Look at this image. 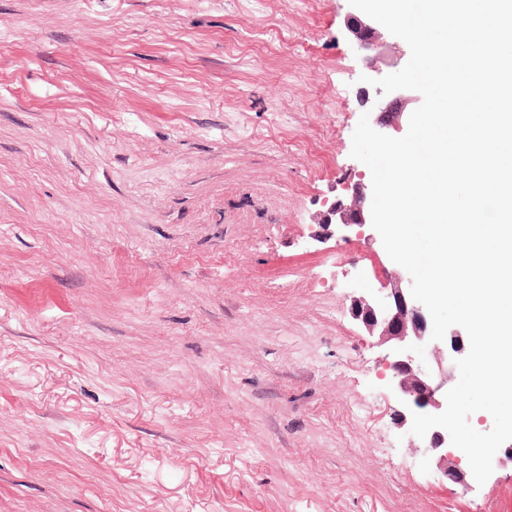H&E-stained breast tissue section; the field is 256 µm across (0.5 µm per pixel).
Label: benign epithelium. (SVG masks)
<instances>
[{
  "mask_svg": "<svg viewBox=\"0 0 512 512\" xmlns=\"http://www.w3.org/2000/svg\"><path fill=\"white\" fill-rule=\"evenodd\" d=\"M348 30L357 51L361 54L366 76L383 77L378 58L371 51L383 40L381 25L353 7L348 15ZM422 103V95L414 90H396L383 93L375 88L366 99L369 121L378 132L396 137L403 133V122L408 120L406 110L412 104ZM372 183L358 182L351 187L347 201L332 203L319 213L318 224L327 236L335 226L343 234L359 229V234L374 238L371 223ZM381 291L374 294L362 291L353 297L352 315L378 337V343L389 345L385 367L389 371L390 390L402 407L401 425L412 421V413L440 414L447 405L446 393L451 389L455 359L466 351L469 338L457 329H448L442 341L431 340L432 320L427 308L411 296V279L398 268L389 269L380 264ZM423 453L433 456L445 466L448 479L464 481L457 466L456 450L449 433L440 427L431 429L420 439Z\"/></svg>",
  "mask_w": 512,
  "mask_h": 512,
  "instance_id": "7a95c632",
  "label": "benign epithelium"
}]
</instances>
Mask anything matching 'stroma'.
I'll return each mask as SVG.
<instances>
[{
  "mask_svg": "<svg viewBox=\"0 0 512 512\" xmlns=\"http://www.w3.org/2000/svg\"><path fill=\"white\" fill-rule=\"evenodd\" d=\"M347 0H0V512H512L353 319ZM418 448L423 449V453L433 456L439 464L445 466V472L448 479L454 483L464 482V475L457 466L456 450L450 440L449 433L440 427L431 429L424 438H420Z\"/></svg>",
  "mask_w": 512,
  "mask_h": 512,
  "instance_id": "1",
  "label": "stroma"
}]
</instances>
